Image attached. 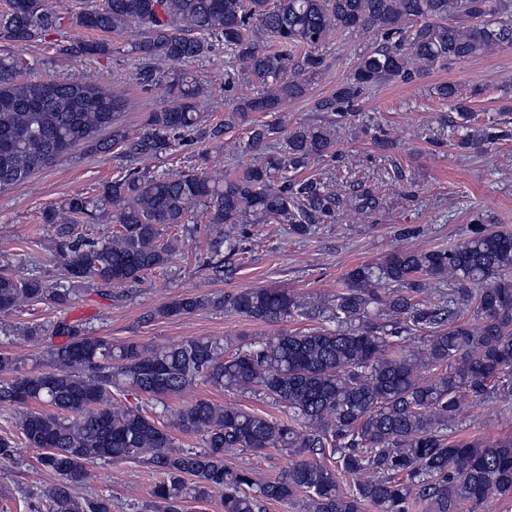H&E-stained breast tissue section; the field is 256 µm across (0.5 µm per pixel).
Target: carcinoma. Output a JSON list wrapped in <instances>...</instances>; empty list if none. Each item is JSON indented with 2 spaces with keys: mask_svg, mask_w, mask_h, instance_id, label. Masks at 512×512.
Returning <instances> with one entry per match:
<instances>
[{
  "mask_svg": "<svg viewBox=\"0 0 512 512\" xmlns=\"http://www.w3.org/2000/svg\"><path fill=\"white\" fill-rule=\"evenodd\" d=\"M62 17L50 0H9L0 11V40L41 41ZM283 48L260 45L253 22ZM70 23L99 33L136 29L134 50L147 61L191 62L224 39L242 70L241 82L263 90L234 98L230 124L249 125L241 150L255 163L216 181L204 172L153 174L134 168L95 198L70 197L43 213L58 225L55 261L72 282L123 286L169 263L177 247L161 240L163 228L185 224L199 207L219 232L211 245L239 251L237 225L287 224L300 235L336 219L344 204L371 215L379 201L360 189L343 201L314 178L289 176L309 162L337 154L336 128L353 125L355 103L370 89L411 83L457 61L512 47V0H104L70 14ZM368 33L363 49L334 96L316 104L336 114L327 123L253 121L307 94L325 60L306 52L288 73L291 52L335 34ZM110 44L80 40L70 51L103 55ZM168 100L149 113L139 134L117 125L127 101L90 83L16 81V63L0 58V189L26 181L57 158L84 146L103 128L114 147L137 160L171 147V138L203 121L201 86L190 74L163 80ZM458 111L456 147L485 151L512 137L505 125H468L455 85L435 87ZM286 132V147L271 150L270 136ZM110 212L119 231L104 242L74 234L75 224ZM73 289L52 288L37 276L0 274V315L23 304L71 302ZM264 323L295 316L321 328L255 339L227 351L218 337H194L172 346L114 345L79 324L53 326L60 343L48 351L51 369L22 373L17 358L0 353V403L18 408L16 427L40 450V465L58 475L48 490L49 512H112L104 498L75 494L97 461L148 457L165 479L151 491L154 512H183V499L220 497L223 512H263L267 501L302 498L305 512H492L495 497L512 491V437L492 444L451 439L465 403L512 396V231L475 215L464 240L429 251L394 250L360 264L336 284V293L307 298L282 288H248L216 303L183 297L155 310L158 317L195 313L209 305ZM441 369L432 378L422 370ZM203 380L227 391H249L288 407V419L239 405L200 399L171 413V427L201 437L203 447L181 448L166 426L139 407L118 409L112 393L153 399L174 396ZM288 455L285 474L262 479L232 468L224 451ZM353 480L341 490L340 478Z\"/></svg>",
  "mask_w": 512,
  "mask_h": 512,
  "instance_id": "cac0c4a2",
  "label": "carcinoma"
}]
</instances>
